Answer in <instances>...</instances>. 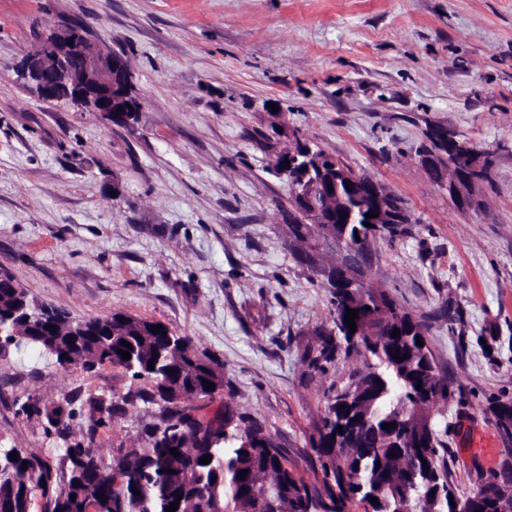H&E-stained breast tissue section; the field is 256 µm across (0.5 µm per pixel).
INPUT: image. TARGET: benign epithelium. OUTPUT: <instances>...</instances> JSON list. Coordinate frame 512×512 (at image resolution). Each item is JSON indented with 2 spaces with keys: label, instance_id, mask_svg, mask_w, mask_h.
<instances>
[{
  "label": "benign epithelium",
  "instance_id": "7a95c632",
  "mask_svg": "<svg viewBox=\"0 0 512 512\" xmlns=\"http://www.w3.org/2000/svg\"><path fill=\"white\" fill-rule=\"evenodd\" d=\"M36 66L27 64L17 69L22 85L34 87L38 96L46 101H67L84 112L103 114L114 121H126L135 113L131 104V85L125 58L106 43L91 38L87 30L78 25L59 26L38 42L34 55ZM123 112H118V109ZM283 128L282 137L300 144L297 149L281 152L273 172L291 187L294 207L303 224H323L322 234L335 240L345 253L344 261L330 273V287L357 288L370 286L360 272L361 256L371 243L379 238L382 225L397 224L400 216L408 211L395 209L387 194L391 190L381 182L358 173H349L332 157L325 154L315 158L321 163L328 161L336 175L328 176L321 186L324 196L336 197V207L323 211L311 200L313 185L309 184L311 167L300 157H311L310 142L284 121L276 122ZM431 151L425 155L424 164L437 173L439 181L448 190V198L460 209L480 207L478 191L484 183L486 167L484 157L471 143L443 127L430 132ZM349 183L353 196L364 197L370 203V211L378 217L369 219L371 227L366 231L361 250L345 243L334 230L333 224L351 223L352 214L343 207L340 180Z\"/></svg>",
  "mask_w": 512,
  "mask_h": 512
}]
</instances>
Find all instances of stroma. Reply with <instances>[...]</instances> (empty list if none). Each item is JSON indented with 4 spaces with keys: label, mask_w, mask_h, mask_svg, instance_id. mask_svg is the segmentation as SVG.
<instances>
[{
    "label": "stroma",
    "mask_w": 512,
    "mask_h": 512,
    "mask_svg": "<svg viewBox=\"0 0 512 512\" xmlns=\"http://www.w3.org/2000/svg\"><path fill=\"white\" fill-rule=\"evenodd\" d=\"M83 22L124 55L135 118L115 123L24 88L15 67L51 28ZM339 164L400 197L406 234L376 240L363 267L426 324L448 376L431 427L464 498L512 458L495 407L512 403V0H0V270L37 303L84 320L124 312L167 325L219 363L197 401L262 425L310 485L309 438L354 355L308 368L332 324L327 275L341 254L293 233L274 113ZM493 152L482 205L459 210L422 161L430 127ZM119 367L54 363L31 346L0 354V446L59 464L60 439L13 400L121 404ZM158 405L123 406L99 429L104 464L144 443ZM494 459L467 449L473 435Z\"/></svg>",
    "instance_id": "1"
}]
</instances>
